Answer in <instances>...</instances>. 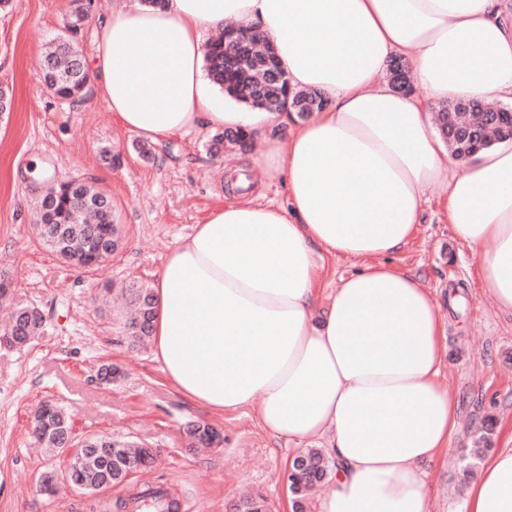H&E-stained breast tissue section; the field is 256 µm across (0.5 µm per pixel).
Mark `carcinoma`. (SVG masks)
<instances>
[{
    "instance_id": "cac0c4a2",
    "label": "carcinoma",
    "mask_w": 512,
    "mask_h": 512,
    "mask_svg": "<svg viewBox=\"0 0 512 512\" xmlns=\"http://www.w3.org/2000/svg\"><path fill=\"white\" fill-rule=\"evenodd\" d=\"M72 2L74 10L68 25L69 35L55 42L46 53L42 80L51 95L75 105L79 103L84 86L89 81L76 38L83 18L90 10L91 0ZM249 31V43L233 57L224 53L223 40L209 44L205 56L208 79L229 97L252 108L279 111L288 99L309 110L323 109L326 101L318 92L294 90L284 75L277 83L269 80L261 65L267 45L265 36L256 27L249 28ZM506 111L508 108L493 102H451L439 106L437 121L452 154L465 160L478 150L508 136L499 125L485 120L489 114ZM248 139L249 136L240 130L224 129L211 137L210 149L219 153L226 144L242 147ZM77 194L88 201V207L78 217L74 216L73 207V198ZM35 228L40 239L53 241V252L76 268L92 258L97 265L106 262L120 244L111 198L86 182H64L48 188L38 202ZM126 296L129 303L124 322L126 335L130 342L142 344L151 337L155 316L153 290L132 284L126 289ZM12 325L17 342L22 344L39 334L43 316L35 309L19 307L13 312ZM69 428L70 420L58 409L44 425L33 422L32 434L43 447L63 454L67 447L56 439V432ZM212 431L213 428L200 423L189 425V445L212 442ZM95 442L93 436L85 438L69 457L71 462L81 461L80 491L93 492L121 485L152 463L154 453L148 447L114 441L110 451L103 456L94 451ZM335 467V460L320 449H311L292 462L288 490L293 496V512H304L308 492L331 474Z\"/></svg>"
}]
</instances>
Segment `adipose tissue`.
I'll return each instance as SVG.
<instances>
[{
    "mask_svg": "<svg viewBox=\"0 0 512 512\" xmlns=\"http://www.w3.org/2000/svg\"><path fill=\"white\" fill-rule=\"evenodd\" d=\"M259 25L290 86L327 105H216L203 33ZM407 60L424 96L383 76ZM96 86L131 132L241 129L284 180L282 205L231 202L167 255L154 286V357L212 413L250 409L292 458L323 443L334 486L317 512H428L425 464L458 426L441 380L445 322L419 276L389 263L439 185L457 241L512 313V137L449 162L432 120L447 101L512 102V20L500 0H122L98 28ZM376 262L323 290L328 257ZM463 512H512V435L472 479Z\"/></svg>",
    "mask_w": 512,
    "mask_h": 512,
    "instance_id": "obj_1",
    "label": "adipose tissue"
}]
</instances>
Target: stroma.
<instances>
[{"mask_svg": "<svg viewBox=\"0 0 512 512\" xmlns=\"http://www.w3.org/2000/svg\"><path fill=\"white\" fill-rule=\"evenodd\" d=\"M70 10L71 0H12L0 11V88L12 97L10 112L0 115V274L13 283L12 304L36 307L45 319L28 344H0V512H89L91 496L66 486L52 497L39 490L41 474L63 463L41 454L30 436L32 414L47 401L67 411L78 436L104 433L155 448L148 469L102 490L106 500L147 483L182 498L184 512H232L246 487L263 492L273 512H291L286 462L252 414H211L186 402L152 346L129 344L112 303L123 285L154 284L170 250L223 205L230 171L263 204L285 202V186L262 173L249 152L228 147L212 156L209 129L153 144L145 159L134 148L138 135L121 126L96 87L74 107L53 98L40 80V57L65 35ZM106 148L121 152L120 166L103 159ZM71 180L111 196L122 228L112 258L82 273L33 227L49 182ZM438 193L428 188L423 224L391 261L421 276L445 320L444 376L459 420L447 455L431 469L428 512H462L461 459L485 433L500 449L512 427V316L476 278L478 258L454 239ZM105 364L121 371L109 384L96 378ZM197 421L220 435L205 454L186 445L184 429Z\"/></svg>", "mask_w": 512, "mask_h": 512, "instance_id": "stroma-1", "label": "stroma"}]
</instances>
